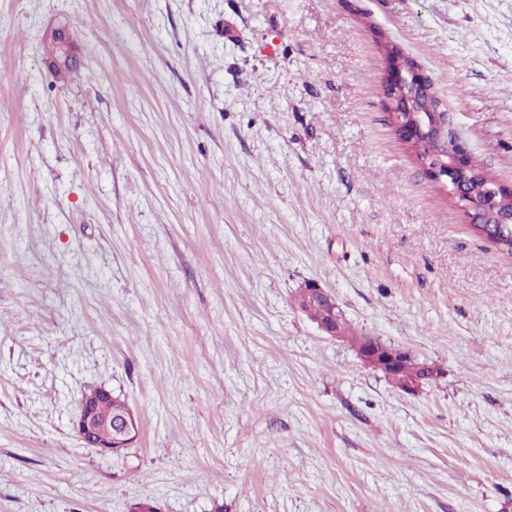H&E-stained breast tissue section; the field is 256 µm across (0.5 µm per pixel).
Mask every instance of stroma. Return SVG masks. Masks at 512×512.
I'll list each match as a JSON object with an SVG mask.
<instances>
[{"mask_svg":"<svg viewBox=\"0 0 512 512\" xmlns=\"http://www.w3.org/2000/svg\"><path fill=\"white\" fill-rule=\"evenodd\" d=\"M387 44L512 188V0H0V512H512V255L397 135ZM75 42L74 33L69 27H63L45 39L44 49L53 58L54 68L62 66H74L76 63L73 55ZM303 296L305 297L307 307L302 309L304 313H306L309 317L316 309V301L326 302L328 304L329 309L331 310V315L328 319H317L315 322L318 324L319 328L329 337L334 339H342L344 336L338 331L337 323L342 320L343 315L338 308L334 297L332 294L326 289L322 288L316 282H307L303 288L301 289ZM302 294L298 295L297 302L299 307L303 306V296ZM341 330L345 336H347L353 342H362L369 340V336H356L352 334L347 323L344 318L341 322ZM356 353L362 363L368 367L383 372L388 378L389 373L397 371L404 367L412 356L408 351L400 347L388 346L380 340L367 343L365 345H354ZM418 366L410 363L406 370L393 372L391 382L399 389H403V385L408 379L418 376ZM421 379H415L405 384L404 392L408 394H416L422 388ZM102 389L89 390L83 400L95 402L101 416L110 414L115 402L100 397ZM92 404L82 402L74 423L80 439L88 446L97 448L103 454H118L128 448L139 433V423L127 404L119 405L115 412L102 419ZM106 433L105 436H102Z\"/></svg>","mask_w":512,"mask_h":512,"instance_id":"35a3bbf8","label":"stroma"}]
</instances>
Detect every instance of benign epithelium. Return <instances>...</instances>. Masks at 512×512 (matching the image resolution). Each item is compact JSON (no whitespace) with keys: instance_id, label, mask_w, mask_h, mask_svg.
<instances>
[{"instance_id":"benign-epithelium-1","label":"benign epithelium","mask_w":512,"mask_h":512,"mask_svg":"<svg viewBox=\"0 0 512 512\" xmlns=\"http://www.w3.org/2000/svg\"><path fill=\"white\" fill-rule=\"evenodd\" d=\"M75 42L74 33L63 27L51 34L44 41V49L53 58L54 67L73 66L76 63L73 55ZM430 80L418 73L417 69H407L394 58L389 75L385 80V106L389 111L391 122L402 139L409 143L422 133L431 132L443 142L450 143L448 162L443 165L425 166L427 175L432 179L448 177L452 189L448 194L463 210L475 208L467 191V151L457 139H449L444 132L445 113L430 112L431 124L426 128H416L403 119V114L413 111L415 101L432 95ZM306 301L303 312L310 315L316 309V302L328 304L331 315L316 320L319 328L329 337L342 338L337 323L343 315L334 297L316 282H308L301 289ZM356 353L362 363L368 367L389 374L404 367L411 361L408 351L400 347L388 346L381 341H373L365 345L355 346ZM74 429L80 439L88 446L98 449L103 454H118L129 447L139 433V423L132 410L126 404L118 406L108 418L99 416L97 409L87 402L80 405L74 423Z\"/></svg>"}]
</instances>
